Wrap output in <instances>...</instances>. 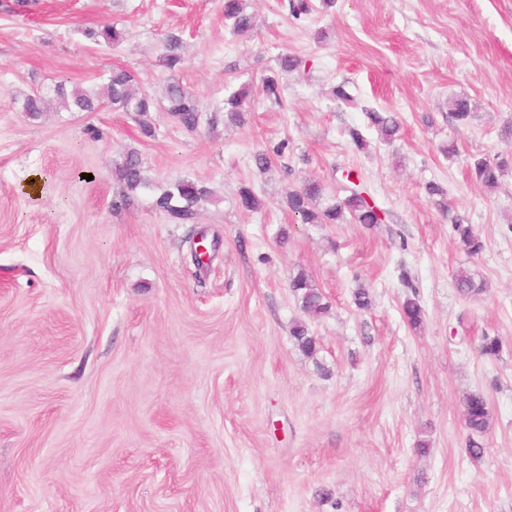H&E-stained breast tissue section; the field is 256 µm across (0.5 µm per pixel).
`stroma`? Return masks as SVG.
<instances>
[{
    "label": "stroma",
    "instance_id": "1",
    "mask_svg": "<svg viewBox=\"0 0 512 512\" xmlns=\"http://www.w3.org/2000/svg\"><path fill=\"white\" fill-rule=\"evenodd\" d=\"M244 3L255 26L237 36L224 0H0V512H512V0H336L302 20L287 0ZM107 24L121 42L90 38ZM171 33L173 72L159 62ZM286 52L302 67L281 71ZM115 67L154 98L153 136L108 105L21 110L34 89L97 86ZM266 76L281 103L254 95L229 123L225 93ZM174 79L198 96L196 131L162 108ZM455 98L473 106L466 126ZM370 109L400 115L394 141ZM281 143L259 171L254 154ZM132 149L148 185L116 210L112 162ZM479 159L506 161L496 189ZM342 168L386 223L288 211L308 180L342 196ZM181 179L212 192L186 222L154 205ZM243 186L263 208L240 207ZM461 270L480 294L458 292ZM301 272L326 313L302 311ZM486 336L497 357L480 355ZM473 392L491 411L477 459ZM452 224L464 250L470 255L480 254L483 250V243L473 232L472 227L469 224H464V221L458 217L453 218Z\"/></svg>",
    "mask_w": 512,
    "mask_h": 512
}]
</instances>
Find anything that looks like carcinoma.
<instances>
[{
	"label": "carcinoma",
	"instance_id": "carcinoma-1",
	"mask_svg": "<svg viewBox=\"0 0 512 512\" xmlns=\"http://www.w3.org/2000/svg\"><path fill=\"white\" fill-rule=\"evenodd\" d=\"M224 19L231 23L234 32H243L253 27L254 17L245 12L242 0H224ZM89 36L107 44H117L123 40V31L114 25H107L98 31L89 32ZM181 38L169 35L166 51L162 55L161 65L170 71L179 68L183 62L180 53ZM59 104L68 112H95L102 105L108 104L112 109L122 112H135L144 117L152 111L153 98L138 89L133 74L124 69H114L107 77V82L92 89H66L63 81L58 82L53 89ZM251 95V89L243 86L224 98V112L230 121L244 122L245 103ZM165 101L164 111L184 129L193 132L200 123L201 109L196 95L180 81L169 82L163 92ZM46 97L43 92H34L25 96L21 111L31 117L43 112ZM451 114L461 125L469 122L472 114L471 103L466 98H456L451 102ZM366 117L371 126L377 128L384 140L390 141L401 128L398 116L390 112L370 110ZM505 162H490L479 159L474 163L476 178L487 188L497 186L502 175ZM113 178L123 186V195L113 202L115 208L127 204L129 193L145 186L142 176V162L139 153L128 151L121 160L112 167ZM346 184L342 185L345 197L317 207V201L323 198L324 187L317 181H306L299 188L289 192L287 204L289 210L300 218L304 224H339L346 216H351L357 223L373 226L385 221V211L375 202L368 189L360 182L351 179V173L342 175ZM210 190L190 180H178L161 193L155 200L158 209L168 213L172 218L187 221L194 218V207L209 199ZM239 204L248 211H257L263 203L248 187L239 191ZM453 229L460 244L470 255H478L483 250V243L473 232L470 225L458 217L452 220ZM291 288L297 296L301 309L312 315H319L328 310L323 303V297L306 275L300 273L291 281ZM406 322L413 328L422 323L423 311L414 299L406 300L402 308ZM299 348L307 355L317 353L316 340L310 335L308 326L297 322L292 328ZM490 410L486 397L481 393H472L466 398L465 421L468 430L473 434H481L489 426Z\"/></svg>",
	"mask_w": 512,
	"mask_h": 512
}]
</instances>
